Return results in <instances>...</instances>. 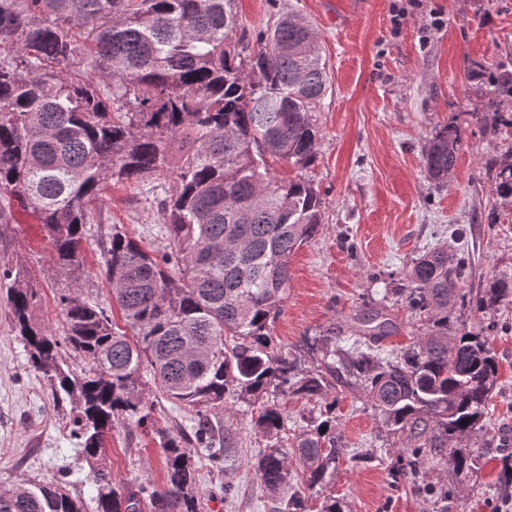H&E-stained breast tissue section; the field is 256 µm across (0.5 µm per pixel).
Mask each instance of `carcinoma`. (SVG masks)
<instances>
[{"instance_id": "carcinoma-1", "label": "carcinoma", "mask_w": 512, "mask_h": 512, "mask_svg": "<svg viewBox=\"0 0 512 512\" xmlns=\"http://www.w3.org/2000/svg\"><path fill=\"white\" fill-rule=\"evenodd\" d=\"M237 0H0V192L30 211L46 232L60 274L83 267L89 203L112 182L169 176L160 201L169 240L156 256L112 232L101 274L132 335L78 288L59 296L63 335L36 319L39 290L25 272L0 265L15 328L31 367L55 397L73 404L69 435L89 465L95 512H195L201 467L231 456L229 433L210 416L260 405L252 429L266 441L250 462L272 496L271 512H309L302 481L327 489L339 458L336 401L298 434L278 402L312 400L352 386L401 438L402 475L448 512L453 488L427 481L428 453L457 472L477 471L481 455L450 448L486 425L497 387L491 335L448 338L464 298L462 233L454 229L415 258L393 295L417 322L431 324L413 345L388 349L395 323L386 307L331 327L323 355L303 371L274 350L270 327L282 313L289 259L321 224L311 182L278 179L275 157L305 167L318 153L317 103L330 77L313 25L281 16L250 49L238 28ZM512 98V53L489 81ZM462 129L429 140L425 166L444 183ZM494 194L512 202V160L499 163ZM479 308L512 305V276L497 278ZM346 342L336 346V340ZM81 357L64 370V354ZM149 373L150 381L143 380ZM157 393L192 423V438L162 430L166 486L122 489L103 464L105 439L126 421L154 425ZM0 512H85L59 483L0 491Z\"/></svg>"}]
</instances>
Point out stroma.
Masks as SVG:
<instances>
[{
  "label": "stroma",
  "mask_w": 512,
  "mask_h": 512,
  "mask_svg": "<svg viewBox=\"0 0 512 512\" xmlns=\"http://www.w3.org/2000/svg\"><path fill=\"white\" fill-rule=\"evenodd\" d=\"M393 0H238V19L250 44H257L282 14L296 11L309 20L332 81L317 105L320 147L306 168L272 162L281 178L311 180L323 201L315 236L289 259L290 288L272 336L301 368L321 357L316 339L332 323L388 306L398 324L386 337L389 348L414 343L425 332L407 309L386 294V283L399 279L423 248L465 230L469 255L465 293L503 274H512V203L492 190L493 162L512 155V98L498 100L502 118L489 128L475 114L487 103V78L470 75L472 63L492 67L512 51V0H422L399 35L391 33ZM442 29L429 30L433 17ZM462 128L453 172L435 189L425 171L428 141L445 125ZM167 178L105 187L89 207L79 275L83 298L106 308L116 326L124 320L112 302L100 269L103 246L113 227L155 254L168 243L160 200ZM0 265H20L41 294L40 322L53 333L63 330L59 296L69 279L54 268L51 244L33 215L0 194ZM495 323L493 346L498 385L489 402L490 422L468 440L487 455L475 475L456 474L445 462L430 466L428 479L455 487L448 512H491L485 494L512 466V447L496 439L512 423V307L477 310L457 304L449 336L478 331ZM336 415L341 456L332 479L337 497L349 512H429L424 494L393 471V460L360 463L355 453L394 448L399 441L364 394L349 388L338 393ZM72 417L69 402H56L47 380L31 368L0 289V490L24 482L51 483L67 476L72 494L89 499V466L66 435ZM234 441L221 468H205L195 490L196 512H268L270 494L247 460L264 448L248 415L229 426ZM104 459L115 483L147 479L165 486L163 450L154 434L133 424L115 426L105 441ZM236 496L225 501V485Z\"/></svg>",
  "instance_id": "1"
}]
</instances>
